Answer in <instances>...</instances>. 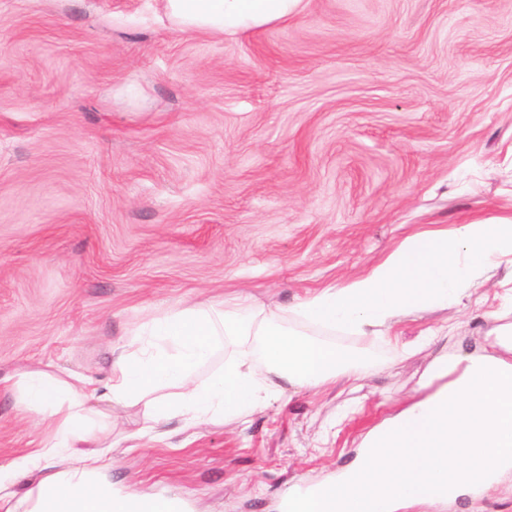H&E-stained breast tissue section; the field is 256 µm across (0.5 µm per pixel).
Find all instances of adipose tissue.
Listing matches in <instances>:
<instances>
[{
    "label": "adipose tissue",
    "instance_id": "1",
    "mask_svg": "<svg viewBox=\"0 0 512 512\" xmlns=\"http://www.w3.org/2000/svg\"><path fill=\"white\" fill-rule=\"evenodd\" d=\"M301 0H166L172 22L189 34L243 32L282 22ZM512 262V217L476 220L452 230L405 237L388 255L344 285L316 290L291 307L254 308L248 297L199 302L145 322L136 350L113 355L107 382L53 365L19 370L14 385L29 410L54 427L51 443L0 465V512H129L132 496L112 488V431L90 425V402L143 410L145 431L171 419L191 429L264 411L285 386L315 388L361 378L363 362L336 344L309 340L284 326L285 315L331 332L386 335L403 318L471 299L483 274ZM490 335L498 352L448 355L431 375L429 396L365 438L363 460L330 486L335 512H387L422 503L418 486L435 474L456 479L454 497L476 481L500 483L512 472V324ZM237 349L207 378L198 371L224 349ZM43 477L25 494L14 479Z\"/></svg>",
    "mask_w": 512,
    "mask_h": 512
}]
</instances>
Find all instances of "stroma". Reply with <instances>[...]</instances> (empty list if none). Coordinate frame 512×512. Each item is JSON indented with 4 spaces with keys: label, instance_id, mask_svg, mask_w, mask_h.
<instances>
[{
    "label": "stroma",
    "instance_id": "obj_1",
    "mask_svg": "<svg viewBox=\"0 0 512 512\" xmlns=\"http://www.w3.org/2000/svg\"><path fill=\"white\" fill-rule=\"evenodd\" d=\"M512 215V0H303L242 34H185L164 0H0V378L109 375L169 311L237 294L289 306L408 234ZM512 287L382 338L288 329L366 356L249 421L128 443L112 486L189 512H282L399 410L448 346L484 344ZM53 432L0 385V463Z\"/></svg>",
    "mask_w": 512,
    "mask_h": 512
}]
</instances>
